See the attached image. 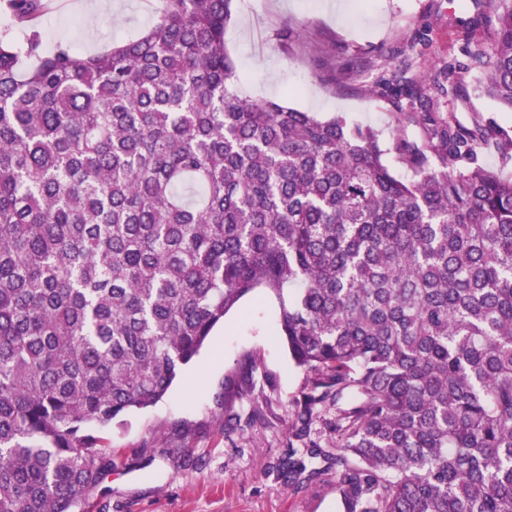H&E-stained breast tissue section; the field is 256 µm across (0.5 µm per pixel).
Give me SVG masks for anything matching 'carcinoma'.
Listing matches in <instances>:
<instances>
[{"label":"carcinoma","mask_w":512,"mask_h":512,"mask_svg":"<svg viewBox=\"0 0 512 512\" xmlns=\"http://www.w3.org/2000/svg\"><path fill=\"white\" fill-rule=\"evenodd\" d=\"M236 0H163L112 49L41 53L45 0L0 36V512H77L96 431L156 404L258 289L307 383L272 467L341 512H512V160L443 116L455 67L405 84L418 134L247 100ZM512 112V0L467 51ZM414 172L398 178L386 156Z\"/></svg>","instance_id":"1"}]
</instances>
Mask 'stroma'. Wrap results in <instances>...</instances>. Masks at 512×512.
<instances>
[{
	"mask_svg": "<svg viewBox=\"0 0 512 512\" xmlns=\"http://www.w3.org/2000/svg\"><path fill=\"white\" fill-rule=\"evenodd\" d=\"M85 0H48L39 19L43 52L64 44L87 55L144 33L157 0H108L91 21ZM498 0H236L224 33L242 81L238 95L286 101L299 110L379 130L392 139L405 124L392 89L396 72L433 79L460 70L465 126L490 121L512 136V112L483 91L466 46L494 45ZM278 304L265 290L246 297L212 332L167 395L116 419L102 444L121 449L116 466L91 489L82 512H339L331 477L293 492L268 469L288 449V411L306 380L277 334ZM251 358L268 381L258 395L262 421L225 425L224 391Z\"/></svg>",
	"mask_w": 512,
	"mask_h": 512,
	"instance_id": "35a3bbf8",
	"label": "stroma"
}]
</instances>
